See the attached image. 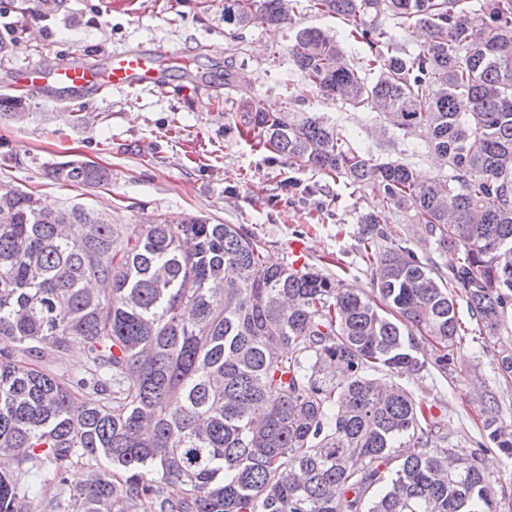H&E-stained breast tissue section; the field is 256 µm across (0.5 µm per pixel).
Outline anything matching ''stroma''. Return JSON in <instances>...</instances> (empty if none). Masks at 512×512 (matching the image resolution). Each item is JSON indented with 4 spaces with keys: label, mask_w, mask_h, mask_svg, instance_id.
<instances>
[{
    "label": "stroma",
    "mask_w": 512,
    "mask_h": 512,
    "mask_svg": "<svg viewBox=\"0 0 512 512\" xmlns=\"http://www.w3.org/2000/svg\"><path fill=\"white\" fill-rule=\"evenodd\" d=\"M223 9L224 0H63L46 17L31 0H0V18L7 20L0 37L16 43L12 56L0 60V96L10 94L16 71L74 53L99 63L109 51L160 44L177 58L159 88L115 91L78 106L58 104L55 91L29 95L20 116L0 118V180L50 206L80 202L120 224L157 215L177 224L188 214L240 224L264 243L269 263L293 262L300 243L303 265L370 290L358 252L357 216L367 205L362 192L311 169H290L256 148L240 120L241 98L260 100L271 112L320 113L374 157L409 163L430 179L443 178L444 169L428 152H412L399 133L369 132L371 116L361 109L323 97L299 101L303 86L292 61L269 54L284 44V31L250 27L229 39ZM181 60L188 70H179ZM228 73L246 76L247 88H225ZM282 77L294 95L283 94ZM77 112L82 120H74ZM73 158L110 168L111 185L63 186L46 177L44 164ZM510 341L512 331L455 350L453 379L434 370L407 379L418 398L444 415L449 442L475 447L477 401L489 391L512 424V378L497 373L501 346Z\"/></svg>",
    "instance_id": "obj_1"
}]
</instances>
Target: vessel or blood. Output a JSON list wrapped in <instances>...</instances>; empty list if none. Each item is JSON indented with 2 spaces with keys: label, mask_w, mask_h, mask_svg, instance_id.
<instances>
[{
  "label": "vessel or blood",
  "mask_w": 512,
  "mask_h": 512,
  "mask_svg": "<svg viewBox=\"0 0 512 512\" xmlns=\"http://www.w3.org/2000/svg\"><path fill=\"white\" fill-rule=\"evenodd\" d=\"M166 49L124 51L108 56L98 67L88 65L81 56H73L54 67L33 64L19 72L15 84L29 91L57 89L79 95L91 102L110 94L112 90H134L157 84L159 59Z\"/></svg>",
  "instance_id": "1"
}]
</instances>
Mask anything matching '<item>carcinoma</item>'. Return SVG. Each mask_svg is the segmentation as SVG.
<instances>
[{
	"label": "carcinoma",
	"instance_id": "1",
	"mask_svg": "<svg viewBox=\"0 0 512 512\" xmlns=\"http://www.w3.org/2000/svg\"><path fill=\"white\" fill-rule=\"evenodd\" d=\"M299 10L341 20L361 64L317 27L270 56L449 174L421 184L316 112L247 101L257 146L366 195L369 293L268 264L240 224H116L0 181V512H499L477 452L512 459L499 398L466 448L402 379L453 374L472 332L457 300L481 335L512 323V0H224V30L286 29ZM24 102L0 96V117ZM49 174L112 182L81 160ZM393 209L454 253L448 271L388 237Z\"/></svg>",
	"mask_w": 512,
	"mask_h": 512
}]
</instances>
